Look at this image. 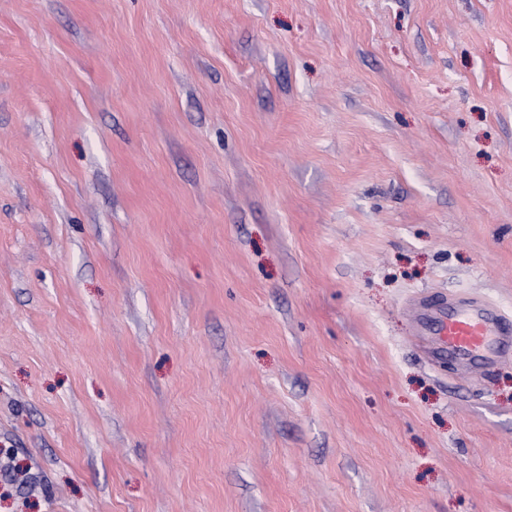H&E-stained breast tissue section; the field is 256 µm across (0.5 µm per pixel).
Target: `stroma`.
<instances>
[{"label":"stroma","instance_id":"1","mask_svg":"<svg viewBox=\"0 0 512 512\" xmlns=\"http://www.w3.org/2000/svg\"><path fill=\"white\" fill-rule=\"evenodd\" d=\"M512 0H0V512H512ZM420 317L422 350L429 361L445 357L468 369L483 367L512 346V317L476 295L463 294L447 302L425 297L415 308Z\"/></svg>","mask_w":512,"mask_h":512}]
</instances>
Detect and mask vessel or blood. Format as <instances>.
<instances>
[{"mask_svg": "<svg viewBox=\"0 0 512 512\" xmlns=\"http://www.w3.org/2000/svg\"><path fill=\"white\" fill-rule=\"evenodd\" d=\"M415 311L429 361L447 357L465 368H480L494 361L495 350L512 347V315L479 296L426 297Z\"/></svg>", "mask_w": 512, "mask_h": 512, "instance_id": "obj_1", "label": "vessel or blood"}]
</instances>
